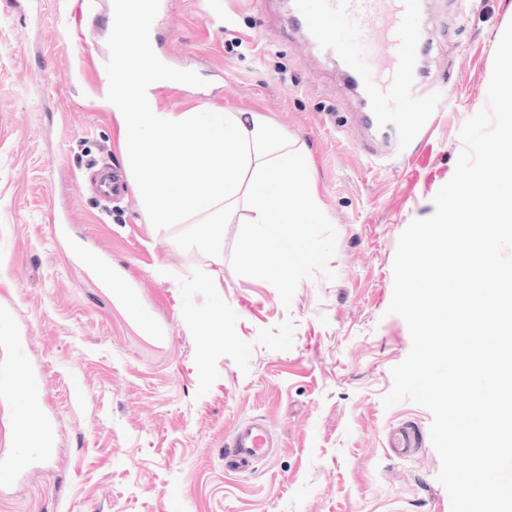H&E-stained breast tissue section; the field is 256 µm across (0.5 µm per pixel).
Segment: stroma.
I'll use <instances>...</instances> for the list:
<instances>
[{"instance_id": "35a3bbf8", "label": "stroma", "mask_w": 512, "mask_h": 512, "mask_svg": "<svg viewBox=\"0 0 512 512\" xmlns=\"http://www.w3.org/2000/svg\"><path fill=\"white\" fill-rule=\"evenodd\" d=\"M290 3L160 0L151 32L162 62L206 81H163L159 107L258 112L310 156L334 277L303 279L286 306L234 272L239 224L220 257L185 251L146 221L133 187L108 202L84 186L104 161L124 170L98 75L112 0H0V314L43 376L39 413L59 448L0 486V512H451L431 413L383 404L411 349L387 309L398 239L455 172L512 0H425L413 25L432 35L422 65L442 92L426 140L383 156L364 149L341 62L289 24ZM102 262L168 341L90 274ZM216 266L221 285L207 287ZM255 417L278 440L273 457L228 470L226 445ZM401 422L424 440L404 457L387 446Z\"/></svg>"}]
</instances>
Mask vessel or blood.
I'll return each instance as SVG.
<instances>
[{
  "label": "vessel or blood",
  "mask_w": 512,
  "mask_h": 512,
  "mask_svg": "<svg viewBox=\"0 0 512 512\" xmlns=\"http://www.w3.org/2000/svg\"><path fill=\"white\" fill-rule=\"evenodd\" d=\"M422 7L423 0H293V21L343 60V80L361 97V119L374 134L367 145L370 153L407 145L426 127L424 96L433 83L420 61L431 42L410 26ZM352 38L370 41L377 68L354 60L348 48ZM39 394L37 374L0 369V397L10 400L20 422H27ZM273 446L270 430L252 421L236 428L224 460L234 471H245L270 458ZM31 464L23 453L0 457V483L14 480Z\"/></svg>",
  "instance_id": "b4317fda"
}]
</instances>
